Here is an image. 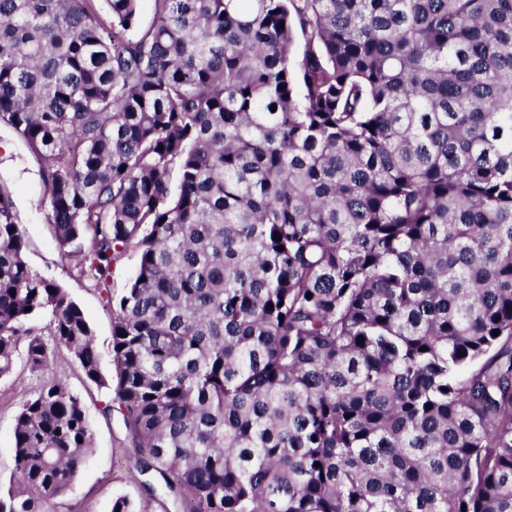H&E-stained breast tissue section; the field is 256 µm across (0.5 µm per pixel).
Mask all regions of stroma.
I'll return each instance as SVG.
<instances>
[{
	"instance_id": "stroma-1",
	"label": "stroma",
	"mask_w": 512,
	"mask_h": 512,
	"mask_svg": "<svg viewBox=\"0 0 512 512\" xmlns=\"http://www.w3.org/2000/svg\"><path fill=\"white\" fill-rule=\"evenodd\" d=\"M0 181L13 189L15 210L26 242L25 260L30 268L67 289L84 311L101 353L102 373L114 371L111 357L112 311L91 283L80 277L61 251L49 223V202L35 155L10 127L0 124ZM53 367L71 392L85 406L93 429V451L68 492L55 500L53 512H111L119 496L141 501L146 492L135 466V454L126 440L119 415L104 417L110 392L85 379L72 355L51 347ZM46 380L31 370L25 358H17L10 374L0 378V481H8L13 469L14 418L22 404Z\"/></svg>"
}]
</instances>
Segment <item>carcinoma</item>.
Returning a JSON list of instances; mask_svg holds the SVG:
<instances>
[{"mask_svg": "<svg viewBox=\"0 0 512 512\" xmlns=\"http://www.w3.org/2000/svg\"><path fill=\"white\" fill-rule=\"evenodd\" d=\"M142 2L0 0V122L115 368L0 184V377L51 373L0 512L93 448L36 317L182 512H512V0ZM35 155L10 127L0 124V181L13 188V200L26 242L30 268L67 289L84 311L101 353L102 373H114L111 357L112 311L91 283L80 277L61 251L49 223V202ZM138 264V255L135 251H130L112 270V292L120 293L126 287L128 281Z\"/></svg>", "mask_w": 512, "mask_h": 512, "instance_id": "1", "label": "carcinoma"}]
</instances>
